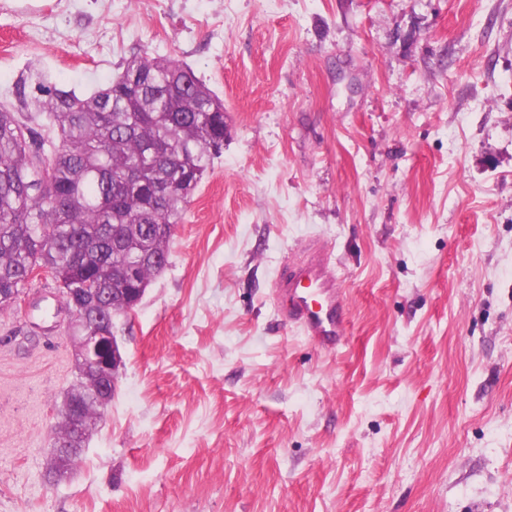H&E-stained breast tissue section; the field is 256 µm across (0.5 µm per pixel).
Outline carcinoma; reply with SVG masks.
Instances as JSON below:
<instances>
[{"instance_id": "cac0c4a2", "label": "carcinoma", "mask_w": 512, "mask_h": 512, "mask_svg": "<svg viewBox=\"0 0 512 512\" xmlns=\"http://www.w3.org/2000/svg\"><path fill=\"white\" fill-rule=\"evenodd\" d=\"M15 97L0 105V291L42 270L66 288H131L134 267L150 284L224 142V102L188 65L145 54L82 97L39 73ZM111 312L109 293L79 319Z\"/></svg>"}]
</instances>
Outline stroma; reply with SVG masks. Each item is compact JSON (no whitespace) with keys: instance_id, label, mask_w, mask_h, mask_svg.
Masks as SVG:
<instances>
[{"instance_id":"obj_1","label":"stroma","mask_w":512,"mask_h":512,"mask_svg":"<svg viewBox=\"0 0 512 512\" xmlns=\"http://www.w3.org/2000/svg\"><path fill=\"white\" fill-rule=\"evenodd\" d=\"M140 51L218 94L224 149L65 479L56 287L0 310V512H512V0H0V104ZM314 241L333 353L279 311Z\"/></svg>"}]
</instances>
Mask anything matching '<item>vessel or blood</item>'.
<instances>
[{
  "label": "vessel or blood",
  "instance_id": "obj_1",
  "mask_svg": "<svg viewBox=\"0 0 512 512\" xmlns=\"http://www.w3.org/2000/svg\"><path fill=\"white\" fill-rule=\"evenodd\" d=\"M277 288L285 322L324 350H335L346 333L347 320L341 285L327 249L309 247L303 262L282 269Z\"/></svg>",
  "mask_w": 512,
  "mask_h": 512
}]
</instances>
